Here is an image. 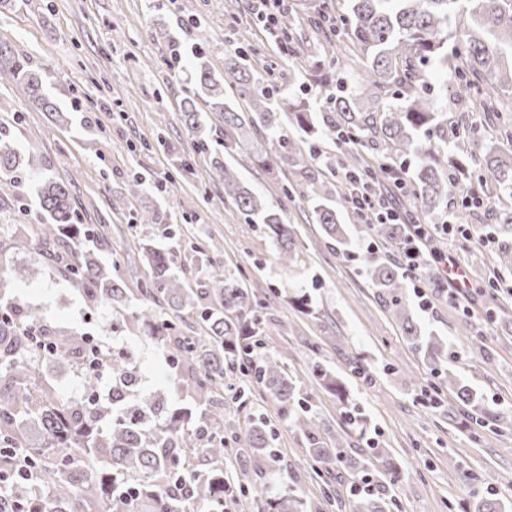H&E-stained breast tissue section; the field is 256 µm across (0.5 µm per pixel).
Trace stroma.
<instances>
[{"label":"stroma","instance_id":"obj_1","mask_svg":"<svg viewBox=\"0 0 512 512\" xmlns=\"http://www.w3.org/2000/svg\"><path fill=\"white\" fill-rule=\"evenodd\" d=\"M161 28L175 46L158 36ZM0 41L51 71L47 91L66 115L57 122L29 108L12 75L0 72V124L18 151L41 158L69 183L84 207L83 223L104 225L109 247L121 255L119 272L128 287L146 275L138 256L141 242L169 226L176 268L191 267L198 281L215 272L234 276L261 305L270 328L256 354L282 357L298 398L326 424L328 441H340L359 457L371 446L386 449L401 473L394 489L399 512H450L455 501L488 494L512 503V296L454 300L438 278L406 290L414 317L451 343L449 368L482 396L478 407L461 409L450 393L436 390L423 355L357 273V256L370 250L380 260L396 259L397 245L376 239L370 225L347 211L343 221L355 255H342L315 224L308 195L299 192L284 210L299 256L281 265L263 225L245 223L225 198L223 184L207 180L205 161H198L192 175L179 169L178 156L193 149L180 112L192 47L205 51L218 70L225 53L241 51L256 66H273L290 80L299 76L298 64L271 37L252 0H0ZM14 179L21 194L0 197V222L35 223L39 202L29 176L20 169ZM137 181L147 191L134 197L129 189ZM147 205L157 208L163 224L141 223ZM489 222L483 209H474L465 235L444 242L478 280L512 247L511 235L478 246ZM207 233L217 247L204 263L192 264L191 248ZM16 268L24 275L1 298L37 317L51 333L101 336L114 347L133 348L142 387L193 406V384L166 350L140 331L112 330L110 307L89 306L72 279L52 269L18 233L0 239V277ZM297 293L310 296L312 314L293 307ZM488 318L493 324L487 335L459 337L462 322L477 329ZM318 362L345 379L348 404L313 385L311 367ZM359 362L366 376L355 374ZM252 417L267 423L278 456L275 468L248 461L245 443L236 436ZM224 418L226 479L254 496L294 481L303 501L319 499L304 435L262 388L252 387L242 409L225 400Z\"/></svg>","mask_w":512,"mask_h":512}]
</instances>
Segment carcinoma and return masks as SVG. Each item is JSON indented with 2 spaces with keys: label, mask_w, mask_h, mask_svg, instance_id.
Masks as SVG:
<instances>
[{
  "label": "carcinoma",
  "mask_w": 512,
  "mask_h": 512,
  "mask_svg": "<svg viewBox=\"0 0 512 512\" xmlns=\"http://www.w3.org/2000/svg\"><path fill=\"white\" fill-rule=\"evenodd\" d=\"M465 15L470 24L451 35L450 20ZM321 58L311 63L298 53L305 76L320 78L327 91L321 105L320 125L312 119L313 108L305 100H290L284 93L273 97L278 85L245 64L238 53L224 54V74L211 70L203 55L196 58L191 94L184 98L182 119L197 153L209 162L206 176L224 184L231 199L249 224H262L269 233L283 265L297 254L293 229L285 222L281 203L273 204L254 194L238 175L237 167L258 162L292 175L281 192L289 197L298 186L309 188L316 223L327 239L351 244L347 225L340 223L328 183L320 179L317 159L324 137L344 135L364 139L381 147L386 162L381 175L405 179L425 223L448 212L460 181L479 169L488 173L482 185L487 214L497 225L512 228V153L488 152L482 158L460 148V142L475 133L459 129L447 116L448 97L431 89L433 70L457 59L452 77L456 93H470L479 111L499 121V136L512 145V0H336V11L308 20ZM285 44L298 42L291 20L275 28ZM457 37L456 45L448 39ZM350 57L361 66L352 90L336 88L322 72H334ZM8 70L28 103L48 115L61 109L46 92L48 74L33 67L6 43L0 42V71ZM207 98L210 111L224 117V151L209 150V137L202 128L196 98ZM258 129L274 144L273 153L261 157L241 145L238 131L245 124ZM409 157L417 159L412 170L400 168ZM20 168L38 184L37 195L43 223L29 227L28 242L43 252L53 265L79 286L86 300L112 309V325L143 331L170 354L180 357L193 379L198 405L204 407L202 426L210 431L207 447L199 448L198 428L192 412L168 403L159 391L139 388V367L133 353L107 345L91 348L87 337L56 336L52 351H40L31 343L37 319L17 309L0 305V480L11 477L15 463L31 464L33 484L44 508L38 512H188L194 504L219 508L228 500L246 494L242 485L224 479V468L197 474L186 467L197 453L224 461V378L242 373L254 378L288 413V418L307 438V452L314 473L340 464L351 470V459L341 444L326 447L319 422L310 408L297 399L285 368L271 358L255 366L251 340L264 331V322L254 313L248 293L239 281L216 274L196 292L189 279L174 268L173 247L162 241L141 244V258L148 266L137 288L126 287L119 263L107 267L90 250H74L71 261L60 262L43 245L61 239L87 238L97 229L80 223V215L68 185L46 173L41 159L21 156L0 135V178L17 187L12 174ZM374 235L389 242L402 239V225L377 224ZM363 272L380 302L399 321L404 335L423 352L434 373L465 406L481 401L480 393L465 379L445 368L448 344L438 336L424 334L406 303L408 275L396 261H378L362 256ZM198 313L199 323L191 336L180 335L186 318ZM99 360L101 368L83 372L84 387L96 392L103 376L112 375L108 397L92 408H82L60 398L43 379L44 364L69 366L82 356ZM314 384L348 399L345 386L321 364L311 369ZM243 436L250 453L267 463L275 460L268 447V432L261 421L247 423ZM385 482H376V492L350 501L351 512H392V495L399 475L382 448L374 449ZM30 498L24 490L0 492V512H19ZM305 503L297 489L285 486L266 497L262 512H301Z\"/></svg>",
  "instance_id": "cac0c4a2"
}]
</instances>
